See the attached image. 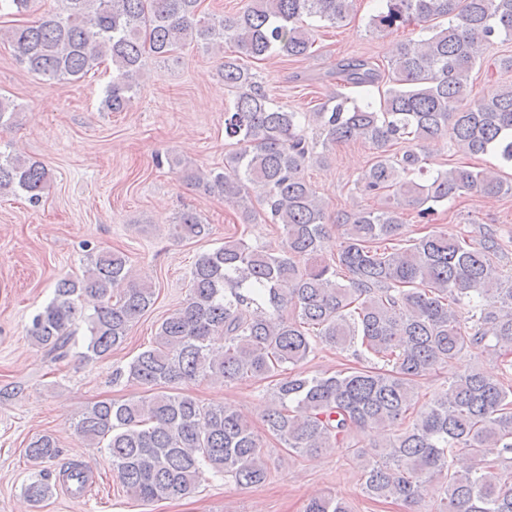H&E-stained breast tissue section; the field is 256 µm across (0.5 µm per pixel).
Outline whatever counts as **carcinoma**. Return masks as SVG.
Returning <instances> with one entry per match:
<instances>
[{
    "instance_id": "cac0c4a2",
    "label": "carcinoma",
    "mask_w": 512,
    "mask_h": 512,
    "mask_svg": "<svg viewBox=\"0 0 512 512\" xmlns=\"http://www.w3.org/2000/svg\"><path fill=\"white\" fill-rule=\"evenodd\" d=\"M354 2L248 0L236 15L217 18L199 15L200 0H62L60 10L8 29L6 41L20 63L47 81L78 80L110 61L104 105L122 112L148 55L167 60L201 43L229 45L258 61L301 57L316 41L317 26L307 20L343 23ZM385 2L376 27L419 26L430 36L396 44L385 73L364 57L336 63V76L368 97L358 103L338 95L313 113L319 144L306 135L305 113L275 105L237 56H222L224 86L235 92L224 132L238 148L208 180L175 165L186 183L218 192L247 224L257 216L251 190L259 189L265 215L282 225L284 238L276 250L238 238L198 256L190 293L162 321L154 345L112 370V381L135 383L150 396L96 402L74 423L76 435L103 451L127 492L144 503L190 493L207 471L242 486L264 482L262 442L251 426L234 409L204 406L179 386L202 378L264 380L281 371L266 425L288 448L322 454L354 430L386 428L391 434L363 464L367 496L422 512V488L440 476L437 512H512V274L497 264L502 249L492 235L476 241L432 230L406 239L403 221L406 206L429 222L438 206L463 194L512 193V182L469 165L432 174L425 151L427 142L448 137L466 156L494 151L512 163V85L477 98L470 86L482 46L496 36L512 40V0ZM33 7L34 0H0V12L23 15ZM16 111L0 97L1 130ZM350 141L375 150L359 177L364 189H391L396 205L338 214L339 242L327 256L326 212L305 168L325 161L317 146ZM400 143L406 149L393 151ZM49 181L42 163L0 153V194L22 192L37 205ZM171 232L189 240L206 228L184 211ZM154 295L131 279L121 253L101 250L82 277L56 282L27 334L59 359L83 324V357L104 360ZM216 336L224 337V347H214ZM321 344L382 366L309 375L301 364ZM466 350L493 354L500 375L460 372L415 410L416 381ZM25 454L39 466L60 448L43 434ZM50 479L42 468L24 486L32 505L48 499ZM304 512L351 510L316 495Z\"/></svg>"
}]
</instances>
